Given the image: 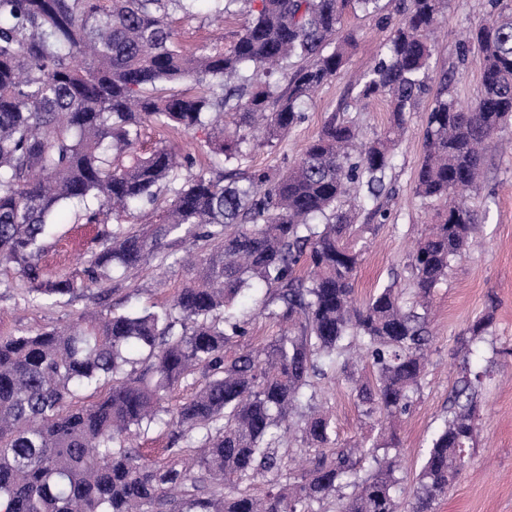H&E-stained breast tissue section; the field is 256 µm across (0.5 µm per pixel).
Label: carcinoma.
Masks as SVG:
<instances>
[{"label":"carcinoma","mask_w":512,"mask_h":512,"mask_svg":"<svg viewBox=\"0 0 512 512\" xmlns=\"http://www.w3.org/2000/svg\"><path fill=\"white\" fill-rule=\"evenodd\" d=\"M241 1L232 45L186 50L172 15L201 0H0V264L26 279V302L52 305L151 262L179 268L184 243H205L169 305L0 336V512H325L332 498L339 512H436L470 467L487 370L467 358L409 496L389 450L421 391L435 290L469 247L485 152L512 123V0H490L468 37L476 102L449 98L445 73L427 112L416 192L436 214L410 255L412 297L390 284L362 303L353 236L371 225L352 224L341 202L384 194L395 136L430 90L431 35L448 0H402L385 52L342 108L385 100L386 132L362 140L356 121L334 114L284 173L240 168L248 130L262 126L270 142L303 123L355 44L341 33L345 10L375 12L379 0H207L218 16ZM149 124L203 133L208 163L170 145L141 152ZM163 194L151 233L124 228ZM70 206L105 227L81 282L39 265ZM261 287L260 312L284 329L253 349L250 322L229 309ZM493 322L490 310L471 324L467 353ZM354 341L369 368L360 380ZM190 376L198 390L169 407ZM329 376L354 384L360 416L380 426L374 440L338 443L318 410ZM155 427L172 437L162 462L131 443ZM287 433L309 467H288ZM258 478L256 496L246 485Z\"/></svg>","instance_id":"cac0c4a2"}]
</instances>
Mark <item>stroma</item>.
Listing matches in <instances>:
<instances>
[{
  "label": "stroma",
  "instance_id": "obj_1",
  "mask_svg": "<svg viewBox=\"0 0 512 512\" xmlns=\"http://www.w3.org/2000/svg\"><path fill=\"white\" fill-rule=\"evenodd\" d=\"M380 7L376 14L347 10L345 26L354 31L356 45L342 71L317 91L306 110V120L288 136L269 143L262 133H254L243 167L284 170L324 122L349 101L353 78L379 59L392 25L400 19L399 0H381ZM489 10V0H449L437 37L434 72L449 74L448 95L465 107L480 93L481 74L474 60L463 59V43ZM243 21L240 15L219 21L203 11L178 20V38L192 49L202 45L226 47L235 40ZM432 103V95H425L407 116L388 174L392 192L381 201L388 218L374 225L362 240L354 281L358 301L393 282L401 288L409 285L406 265L413 242L431 221L430 210L415 194V180L424 151L426 114ZM472 208V247L454 263L447 282L436 291L431 310L434 341L422 393L398 427L400 476L404 493H412L430 440L448 415V395L463 356L460 340L491 305L495 308L493 343L483 346L474 361L485 363L495 348L501 354L483 393L478 446L472 452L470 470L449 488L437 512H512V139L487 153L482 187ZM101 230V225L84 223L73 210H65L43 242L40 265L44 274L81 277L87 260L100 247ZM184 277V272H162L146 264L124 280L103 279L97 291L66 296L52 306L28 307L24 304L27 281L16 268L0 266V336L65 325L81 311H106L118 302L138 310L168 303ZM320 388L339 442L369 434L370 427L359 416L350 385L326 379Z\"/></svg>",
  "mask_w": 512,
  "mask_h": 512
}]
</instances>
